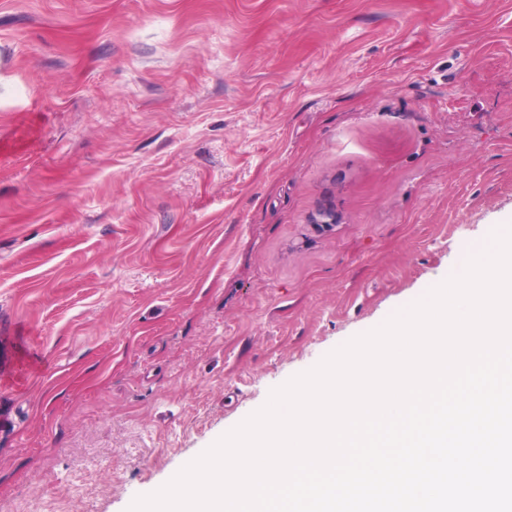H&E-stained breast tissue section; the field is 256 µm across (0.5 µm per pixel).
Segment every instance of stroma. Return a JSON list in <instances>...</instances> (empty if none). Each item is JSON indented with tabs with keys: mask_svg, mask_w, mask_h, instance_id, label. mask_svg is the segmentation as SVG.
I'll use <instances>...</instances> for the list:
<instances>
[{
	"mask_svg": "<svg viewBox=\"0 0 512 512\" xmlns=\"http://www.w3.org/2000/svg\"><path fill=\"white\" fill-rule=\"evenodd\" d=\"M494 225L512 0H0V512H127Z\"/></svg>",
	"mask_w": 512,
	"mask_h": 512,
	"instance_id": "1",
	"label": "stroma"
}]
</instances>
